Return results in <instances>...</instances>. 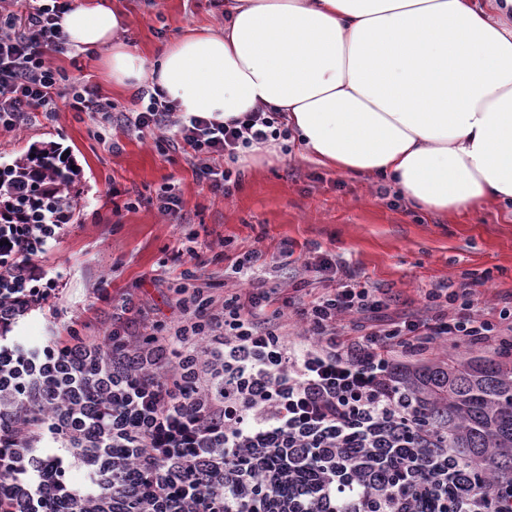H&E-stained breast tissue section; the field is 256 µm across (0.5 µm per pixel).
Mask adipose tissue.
<instances>
[{"instance_id":"1","label":"adipose tissue","mask_w":512,"mask_h":512,"mask_svg":"<svg viewBox=\"0 0 512 512\" xmlns=\"http://www.w3.org/2000/svg\"><path fill=\"white\" fill-rule=\"evenodd\" d=\"M84 0L60 26L102 51L117 89L152 81L178 111L282 112L315 162L389 179L416 207L512 203V29L474 0H224V29H191L156 63Z\"/></svg>"}]
</instances>
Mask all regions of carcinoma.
Instances as JSON below:
<instances>
[{"instance_id": "1", "label": "carcinoma", "mask_w": 512, "mask_h": 512, "mask_svg": "<svg viewBox=\"0 0 512 512\" xmlns=\"http://www.w3.org/2000/svg\"><path fill=\"white\" fill-rule=\"evenodd\" d=\"M55 155L53 148L44 149L40 171L27 157L0 166V183L16 176L28 179L29 194L50 199L49 209L67 224L75 196L47 194L44 177L68 190L77 174L57 166ZM398 386L417 420L470 469L484 512H512V362L450 355L403 368Z\"/></svg>"}]
</instances>
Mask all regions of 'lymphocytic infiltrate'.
I'll return each instance as SVG.
<instances>
[{
  "mask_svg": "<svg viewBox=\"0 0 512 512\" xmlns=\"http://www.w3.org/2000/svg\"><path fill=\"white\" fill-rule=\"evenodd\" d=\"M68 8L0 0L1 130L64 99L198 156L281 138L271 112L185 117L155 92L117 114L98 88L66 86L49 59L74 51L57 25ZM65 231L47 216L0 220V512H417L460 485L397 375L450 338L512 355V306L480 308L478 282L430 289L423 310L394 315L387 290L331 256L254 247L235 259L238 287L220 299L194 287L175 323L132 328L140 301L103 286L111 329L25 339L22 324L57 296L43 258ZM283 264L338 284L298 299L271 278Z\"/></svg>",
  "mask_w": 512,
  "mask_h": 512,
  "instance_id": "obj_1",
  "label": "lymphocytic infiltrate"
}]
</instances>
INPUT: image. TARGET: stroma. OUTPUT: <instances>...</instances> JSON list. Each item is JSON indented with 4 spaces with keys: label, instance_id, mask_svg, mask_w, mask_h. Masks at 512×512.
<instances>
[{
    "label": "stroma",
    "instance_id": "35a3bbf8",
    "mask_svg": "<svg viewBox=\"0 0 512 512\" xmlns=\"http://www.w3.org/2000/svg\"><path fill=\"white\" fill-rule=\"evenodd\" d=\"M128 23L121 38L149 60L194 27L224 26V9L213 0H120ZM102 52L56 57L66 82L97 86L117 111L139 107L136 94L114 90L106 80ZM119 142L122 150L112 153ZM66 147L81 170L73 185L77 206L65 235L44 265L60 293L34 312L22 333L35 338L50 321L87 324L101 332L112 326V306L97 301L107 283L114 296L130 293L147 304V316L173 322L177 289L193 282L170 259L176 240L190 232L225 252L201 271L221 286L231 277L229 259L252 245L318 252L353 266L368 284L390 290L397 310L419 309L425 293L441 284L484 279L482 306L512 293V208L489 201L460 216L422 212L380 191L383 179L367 180L325 168L291 146L284 161L242 170L231 197L214 195L195 175L196 162L180 152H162L152 135L137 136L120 123L61 107L52 119L37 118L22 130H0V165L45 146ZM183 201L182 221L170 223L158 208L165 187ZM137 196L135 209L114 211L113 190Z\"/></svg>",
    "mask_w": 512,
    "mask_h": 512
}]
</instances>
